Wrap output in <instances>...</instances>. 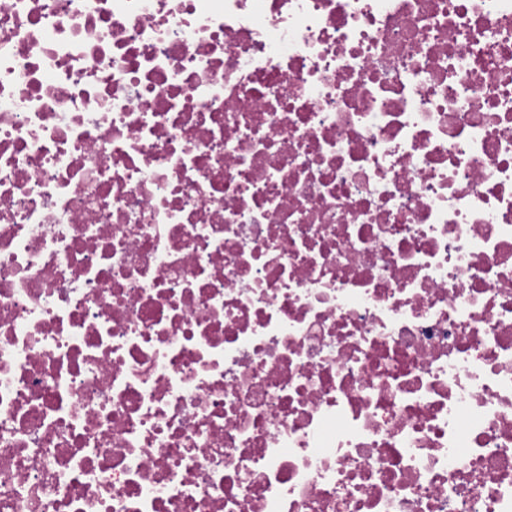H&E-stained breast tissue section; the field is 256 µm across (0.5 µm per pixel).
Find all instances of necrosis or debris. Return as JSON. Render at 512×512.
Segmentation results:
<instances>
[{
	"instance_id": "4bbe7bcc",
	"label": "necrosis or debris",
	"mask_w": 512,
	"mask_h": 512,
	"mask_svg": "<svg viewBox=\"0 0 512 512\" xmlns=\"http://www.w3.org/2000/svg\"><path fill=\"white\" fill-rule=\"evenodd\" d=\"M0 512H512V0H0Z\"/></svg>"
}]
</instances>
